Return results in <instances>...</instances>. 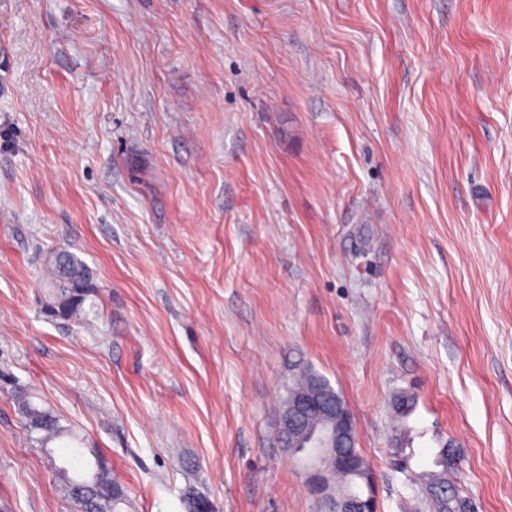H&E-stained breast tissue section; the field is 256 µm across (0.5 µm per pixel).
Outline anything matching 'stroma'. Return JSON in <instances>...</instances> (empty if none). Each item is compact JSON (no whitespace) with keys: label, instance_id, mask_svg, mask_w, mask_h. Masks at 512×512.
<instances>
[{"label":"stroma","instance_id":"obj_1","mask_svg":"<svg viewBox=\"0 0 512 512\" xmlns=\"http://www.w3.org/2000/svg\"><path fill=\"white\" fill-rule=\"evenodd\" d=\"M302 368L377 512H428L389 456L446 444L512 512V0H0V512H73L19 386L135 512H321L278 439ZM69 275L72 279L79 280L90 272L86 264L74 253L67 249H61V257H51L46 265V280L52 286L64 275ZM56 288L61 296H64L66 293L72 292L74 290V288H80V289L75 294H73L71 299H69L68 301H66L64 303H62L57 298L55 290L53 289L54 293H55V298H56V302L52 298L53 312H57L58 315L63 316L67 319H71L73 317H77L78 315H80L81 309H82V304L84 302L85 296L89 292V288H83V286H81L77 283H74L70 280L61 281V283ZM62 288H65V291ZM318 388H326L337 393L331 384L317 373L310 370H300L293 377V381L288 387L282 406L288 399H291L295 393L313 391Z\"/></svg>","mask_w":512,"mask_h":512}]
</instances>
